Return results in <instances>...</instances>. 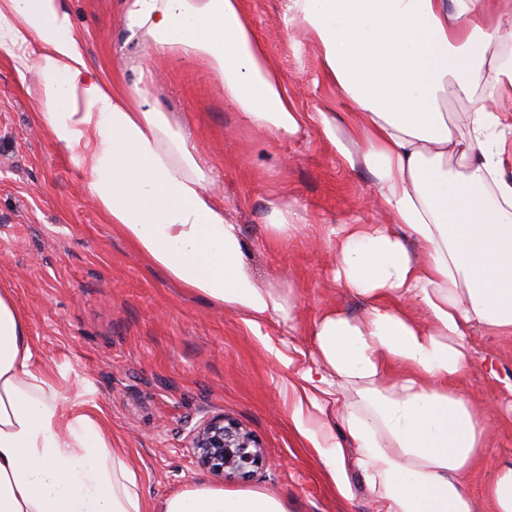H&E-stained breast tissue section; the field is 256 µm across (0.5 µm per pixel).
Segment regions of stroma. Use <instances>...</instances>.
<instances>
[{"label": "stroma", "instance_id": "1", "mask_svg": "<svg viewBox=\"0 0 512 512\" xmlns=\"http://www.w3.org/2000/svg\"><path fill=\"white\" fill-rule=\"evenodd\" d=\"M83 39L90 68L126 85L151 77L150 105L190 131L213 171V190L239 225L247 268L291 306L293 322L253 330L149 266L80 186L83 172L35 118L37 76L18 74L0 50V289H10L46 360L71 368L95 389L96 415L128 458L148 504L190 484L274 494L286 512H381L347 448L331 478L318 449L291 419L288 381L313 359L309 331L324 310L352 318L365 305L333 280L338 224H383L367 172L347 166L308 122L286 142H269L238 121L210 63L179 53L134 55L118 0H62ZM256 36L283 74L297 111L340 112L302 29H285L281 0H243ZM281 197L302 219L288 239L273 238L266 202ZM470 364L459 389L477 411L497 405L485 424L492 444L469 476L475 512H493L485 487L512 462V336L482 328L467 338ZM222 413L266 449L253 477L220 482L185 441L205 412Z\"/></svg>", "mask_w": 512, "mask_h": 512}]
</instances>
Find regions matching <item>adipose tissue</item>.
Here are the masks:
<instances>
[{"mask_svg":"<svg viewBox=\"0 0 512 512\" xmlns=\"http://www.w3.org/2000/svg\"><path fill=\"white\" fill-rule=\"evenodd\" d=\"M136 51L180 50L212 63L224 101L273 139L303 123L242 0H122ZM284 27L311 36L350 111L315 116L352 168L369 172L389 220L339 224L333 279L366 304L363 318L325 309L310 329L313 366L292 388L291 418L331 475L344 442L383 512H473L471 470L489 442L456 384L473 327L512 336V111L477 100L512 96V0H282ZM0 49L17 71L35 60L36 118L83 171L84 191L154 267L245 322L287 318L258 287L238 225L209 185L191 134L147 106L137 79L111 87L90 70L61 0H0ZM473 107L464 128L449 100ZM458 158L466 171L450 168ZM37 355L28 321L0 289V512H146L135 473L93 413L95 390ZM354 394L329 413L337 386ZM344 422L348 439L336 435ZM162 512H286L262 492L194 486Z\"/></svg>","mask_w":512,"mask_h":512,"instance_id":"obj_1","label":"adipose tissue"}]
</instances>
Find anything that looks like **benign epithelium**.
<instances>
[{
	"label": "benign epithelium",
	"instance_id": "1",
	"mask_svg": "<svg viewBox=\"0 0 512 512\" xmlns=\"http://www.w3.org/2000/svg\"><path fill=\"white\" fill-rule=\"evenodd\" d=\"M187 448L200 466L223 480L249 476L266 455L251 431L222 414L204 415L190 431Z\"/></svg>",
	"mask_w": 512,
	"mask_h": 512
}]
</instances>
